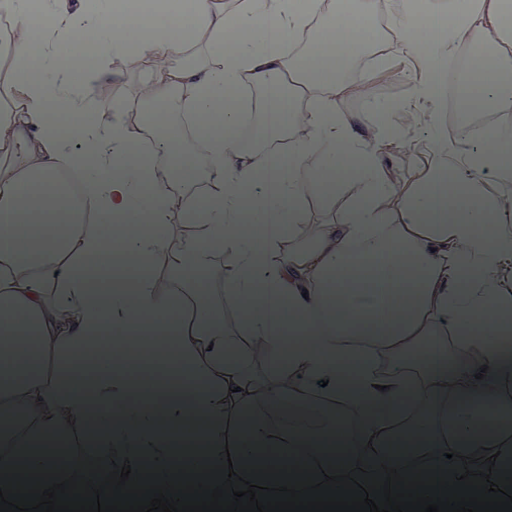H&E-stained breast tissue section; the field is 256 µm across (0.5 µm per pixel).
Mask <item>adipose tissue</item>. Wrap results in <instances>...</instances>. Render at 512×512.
Returning <instances> with one entry per match:
<instances>
[{"mask_svg":"<svg viewBox=\"0 0 512 512\" xmlns=\"http://www.w3.org/2000/svg\"><path fill=\"white\" fill-rule=\"evenodd\" d=\"M40 7L46 56L64 42L95 47L104 37L99 16L68 17L51 0ZM180 8L192 24L177 39L142 17L139 47L113 42L83 80L56 59L47 83L27 75L31 0H0L8 64L0 71V411L13 417L0 432V486L58 482L49 456L15 464L31 437L53 431L73 447L68 473L97 482L127 464L141 485L198 484L202 467L214 486L232 471L265 488L343 474L382 481L391 468L450 481L487 470L493 454L512 456V429L474 426L453 407L464 391L512 409V335L486 318L487 300L512 304V126L487 127L475 148L449 138L439 78L449 54L484 44L491 55L472 57L469 70L491 81L466 89V109L512 112V0H448L457 23L438 44L423 36L435 0H181ZM380 13L388 20L380 46L412 62L417 105L406 125L389 116L362 136L341 103L354 92L371 96V79L354 86L318 62L345 39L346 25L370 43L366 22ZM311 28L314 47L296 51ZM131 60L150 78L122 108L96 111L97 78H115ZM257 88L280 91L287 127L264 128L262 100L240 99ZM247 109L263 128L257 149L234 137ZM399 144L417 161L400 183L387 165ZM314 200L338 208L337 221H313ZM132 223L147 227L122 243L137 264L113 268L112 230ZM248 224L266 225L261 240ZM368 295L382 299L385 329L361 337L371 362L348 392L329 358L344 350L337 316ZM286 307L304 328L290 342L270 318ZM137 321L168 334L170 361L191 360L183 396H131L118 367L91 395L65 388L71 359L107 346L130 352ZM252 342L260 349L245 372L220 361ZM418 342L445 367L409 364ZM244 408L254 418L248 449ZM94 416L112 423L98 454L83 444ZM197 416L207 421L202 462L178 465L168 435ZM415 418L429 424L426 444L406 454L383 448ZM337 428L342 454L309 447ZM462 431L472 435L464 459Z\"/></svg>","mask_w":512,"mask_h":512,"instance_id":"ef3b65f1","label":"adipose tissue"}]
</instances>
